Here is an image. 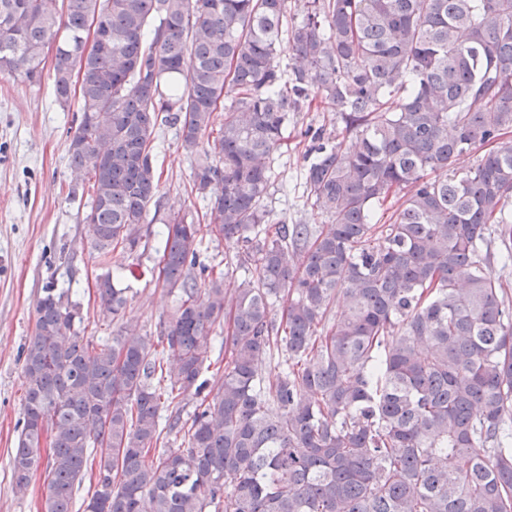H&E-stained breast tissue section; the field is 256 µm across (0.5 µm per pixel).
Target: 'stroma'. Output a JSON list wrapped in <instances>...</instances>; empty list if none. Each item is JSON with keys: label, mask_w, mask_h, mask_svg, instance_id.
<instances>
[{"label": "stroma", "mask_w": 512, "mask_h": 512, "mask_svg": "<svg viewBox=\"0 0 512 512\" xmlns=\"http://www.w3.org/2000/svg\"><path fill=\"white\" fill-rule=\"evenodd\" d=\"M54 55V49L46 50L40 83L29 85L0 74V512H40L46 490L40 472L25 494H17L9 466L25 394L20 349L44 288L68 289L70 300L81 305L79 334L99 343L123 326L138 336H158L174 312V297L155 271L161 221L143 226L144 248L133 254L115 250L108 265H101L92 248L83 221L90 194L69 192L75 176L67 142L77 114L54 101ZM344 126L341 112L331 108L290 113V148L274 156L266 200L274 218L290 224L323 223L306 200L302 173L307 161L296 144L305 129ZM154 164L165 210L202 209V201L191 192L194 161L181 149L175 127L158 128ZM108 270L115 272L116 286L129 297L123 317L116 320L99 309L96 282Z\"/></svg>", "instance_id": "1"}]
</instances>
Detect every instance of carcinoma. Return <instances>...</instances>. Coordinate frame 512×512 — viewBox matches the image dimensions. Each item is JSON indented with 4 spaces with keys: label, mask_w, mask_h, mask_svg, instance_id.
I'll list each match as a JSON object with an SVG mask.
<instances>
[{
    "label": "carcinoma",
    "mask_w": 512,
    "mask_h": 512,
    "mask_svg": "<svg viewBox=\"0 0 512 512\" xmlns=\"http://www.w3.org/2000/svg\"><path fill=\"white\" fill-rule=\"evenodd\" d=\"M295 3L287 28L288 0H0L1 73L39 83L57 39L62 109L80 78L67 151L99 257L136 252L160 210L158 126L178 127L207 201L202 225L164 219L158 279L176 309L160 342L86 340L68 292L38 299L10 467L24 493L46 466L41 512H74L86 479L84 512H512V305L481 255L496 243L512 260V0ZM321 107L345 122L308 147L328 223L275 221L263 201L288 113ZM384 204L389 223H373ZM205 233L234 253L200 288ZM233 266L251 276L229 297ZM97 288L119 317L126 289L109 273ZM163 381L200 398L191 422L177 404L162 416ZM164 434L179 448L158 447Z\"/></svg>",
    "instance_id": "obj_1"
}]
</instances>
